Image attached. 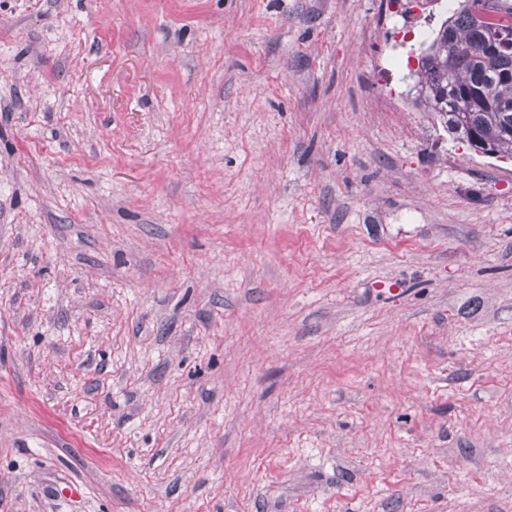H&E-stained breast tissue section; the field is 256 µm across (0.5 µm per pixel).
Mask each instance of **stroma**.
Wrapping results in <instances>:
<instances>
[{"instance_id": "1", "label": "stroma", "mask_w": 512, "mask_h": 512, "mask_svg": "<svg viewBox=\"0 0 512 512\" xmlns=\"http://www.w3.org/2000/svg\"><path fill=\"white\" fill-rule=\"evenodd\" d=\"M392 26L0 0V512H512V160Z\"/></svg>"}]
</instances>
